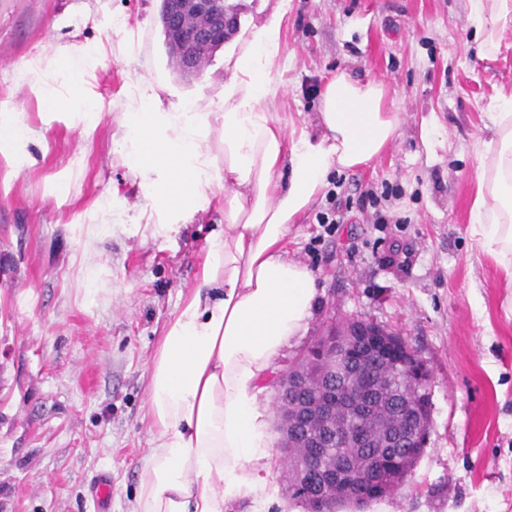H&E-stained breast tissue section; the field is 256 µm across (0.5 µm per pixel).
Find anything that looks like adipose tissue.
I'll return each instance as SVG.
<instances>
[{
	"label": "adipose tissue",
	"instance_id": "adipose-tissue-1",
	"mask_svg": "<svg viewBox=\"0 0 512 512\" xmlns=\"http://www.w3.org/2000/svg\"><path fill=\"white\" fill-rule=\"evenodd\" d=\"M290 2L279 0L276 12L239 31L225 51L218 111L123 104L135 117L130 162L152 186L158 231L191 219L207 190L224 192V228L208 238L199 281L148 368L153 447L131 512H225L231 501L266 494L260 468L273 438L260 385L308 329L319 296L313 273L289 259L284 242L332 170L377 159L398 135L384 83L344 72L324 85L319 133L289 128L279 114L285 90L271 73ZM473 13L483 50H498L512 0H473ZM85 61L81 47L51 41L15 69L14 82L50 106L60 80ZM493 122L497 138L485 143L477 176L474 233L480 250L512 276V93L500 94Z\"/></svg>",
	"mask_w": 512,
	"mask_h": 512
}]
</instances>
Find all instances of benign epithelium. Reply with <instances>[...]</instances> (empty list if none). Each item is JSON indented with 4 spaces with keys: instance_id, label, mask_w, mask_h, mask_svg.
Wrapping results in <instances>:
<instances>
[{
    "instance_id": "obj_1",
    "label": "benign epithelium",
    "mask_w": 512,
    "mask_h": 512,
    "mask_svg": "<svg viewBox=\"0 0 512 512\" xmlns=\"http://www.w3.org/2000/svg\"><path fill=\"white\" fill-rule=\"evenodd\" d=\"M236 25L237 19L232 13L213 12L211 0H163L162 26L168 34L170 53L189 74L201 73L207 62L209 48L224 43ZM359 336L371 338L370 344L364 349V355L392 358L405 371L410 382L405 401L409 417L414 422L403 427L393 424L379 433L383 456L387 458L392 450L397 449L403 452L404 466L389 469L385 475L372 476L368 480V483L376 486L378 495L387 497L405 485L423 455L432 417V371L404 337L366 321L356 324L346 321L329 325L318 335L312 350L301 358V363L341 372L345 368L344 354L354 350ZM303 383L304 377L294 366L280 379L277 431L281 435V446L290 455L295 452L298 437L295 430L297 418L304 413L305 408H310V413L326 428L321 440L312 443L314 448L331 445L340 411L364 415L361 400L349 402L334 391H327L319 399L305 403L300 392ZM354 466L355 462L350 455L325 459L324 464L319 467L320 485L307 493L306 512H335V500L323 492L325 486L334 487L336 492L349 498H358Z\"/></svg>"
}]
</instances>
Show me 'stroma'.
I'll use <instances>...</instances> for the list:
<instances>
[{"instance_id":"stroma-1","label":"stroma","mask_w":512,"mask_h":512,"mask_svg":"<svg viewBox=\"0 0 512 512\" xmlns=\"http://www.w3.org/2000/svg\"><path fill=\"white\" fill-rule=\"evenodd\" d=\"M0 0V104L33 131L27 159L0 154V512H96L90 490L112 476L111 512H130L150 453L148 366L164 328L197 285L224 194L188 223L154 231L150 186L130 164L128 118L113 101L149 93L164 107L208 105L224 53L200 77L175 70L161 0ZM273 75L281 109L314 128L309 85L339 71L388 89L401 124L376 161L331 173L288 255L316 276L308 330L283 371L331 320L400 334L432 370V427L411 480L364 512H512V278L477 246L472 205L481 142L512 89V24L479 55L470 0H292ZM86 48V118L63 91L54 109L16 87L14 69L49 40ZM374 205L360 209L361 193ZM122 213L92 250L100 207ZM335 211L333 226L320 214ZM281 447L262 474L269 494L227 512H304L290 499Z\"/></svg>"}]
</instances>
